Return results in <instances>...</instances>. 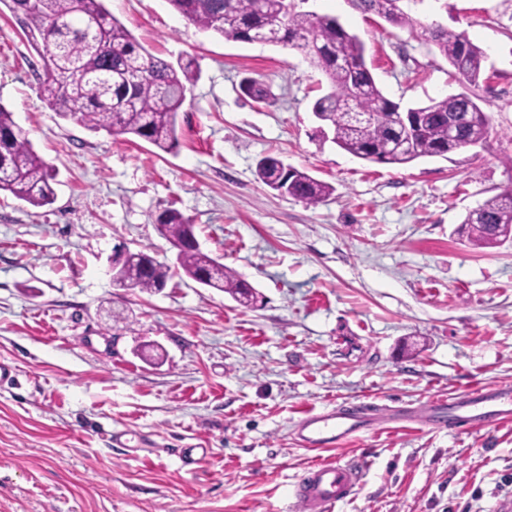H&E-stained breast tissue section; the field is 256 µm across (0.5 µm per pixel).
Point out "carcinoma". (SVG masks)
I'll use <instances>...</instances> for the list:
<instances>
[{
  "mask_svg": "<svg viewBox=\"0 0 512 512\" xmlns=\"http://www.w3.org/2000/svg\"><path fill=\"white\" fill-rule=\"evenodd\" d=\"M402 0H359L358 9L393 25L405 27L412 19ZM170 7L200 30L252 43L256 33H271L272 45L291 47L310 57L330 84L312 111L334 135L333 142L349 154L370 162L404 165L423 157H445L486 142L489 118L466 92L432 99L410 111L421 114L413 135V152L394 148L396 129L387 121L400 104L378 87L365 59V45L338 19L314 12H298L286 0H167ZM11 10L33 39L43 62L51 63L41 83L40 100L86 128L109 134H129L161 151L179 146L177 118L186 92L199 78L194 61L172 64L151 54L114 17L103 0H11ZM430 39L448 60L453 74L477 85L484 74V51L465 31L436 26ZM240 94L266 103L270 93L253 78L239 84ZM464 117L455 136L448 135V120ZM259 179L272 191L309 206L325 202L334 187L295 167L285 170L277 156L262 157L256 166ZM56 174L33 149L12 112L0 104V192H8L33 207L54 201L51 182ZM168 241H186L178 264L192 280L231 295L245 306L255 301L252 286L219 259L195 243L194 224L170 205L156 218ZM512 225V192L493 196L468 211L461 229L478 247L494 245L498 231ZM129 287L142 291L166 286L170 266L148 250L128 259Z\"/></svg>",
  "mask_w": 512,
  "mask_h": 512,
  "instance_id": "1",
  "label": "carcinoma"
}]
</instances>
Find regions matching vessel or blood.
<instances>
[{
    "mask_svg": "<svg viewBox=\"0 0 512 512\" xmlns=\"http://www.w3.org/2000/svg\"><path fill=\"white\" fill-rule=\"evenodd\" d=\"M373 408L368 405L339 407L309 412L297 426L301 442L310 448H331L359 431L371 420ZM427 418L431 424L460 430L482 427L496 421L512 419V390H489L475 385L449 404L431 403ZM366 460L329 459L307 467L298 480L294 496L302 504L327 512L360 488L366 471Z\"/></svg>",
    "mask_w": 512,
    "mask_h": 512,
    "instance_id": "1",
    "label": "vessel or blood"
}]
</instances>
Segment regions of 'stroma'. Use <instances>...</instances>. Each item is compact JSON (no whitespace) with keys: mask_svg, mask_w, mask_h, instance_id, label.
Here are the masks:
<instances>
[{"mask_svg":"<svg viewBox=\"0 0 512 512\" xmlns=\"http://www.w3.org/2000/svg\"><path fill=\"white\" fill-rule=\"evenodd\" d=\"M146 49L200 78L164 153L95 133L41 102L43 62L0 0V104L56 172L35 208L0 194V512H307L291 492L312 462L367 457L333 512H502L512 504V421L437 429L430 401L512 387V241L458 235L467 211L512 188V0H405L412 27L349 0H298L337 17L402 106L462 92L429 31H466L486 53L474 93L480 146L405 166L369 163L318 131L327 80L300 51L204 32L167 0H104ZM253 77L274 101L241 97ZM274 154L330 183L309 206L256 176ZM175 204L201 248L259 294L244 307L176 269L156 217ZM173 268L165 288H124L114 247ZM383 413L311 450L309 411ZM128 430L148 445L113 438ZM209 456L185 467L179 451Z\"/></svg>","mask_w":512,"mask_h":512,"instance_id":"1","label":"stroma"}]
</instances>
